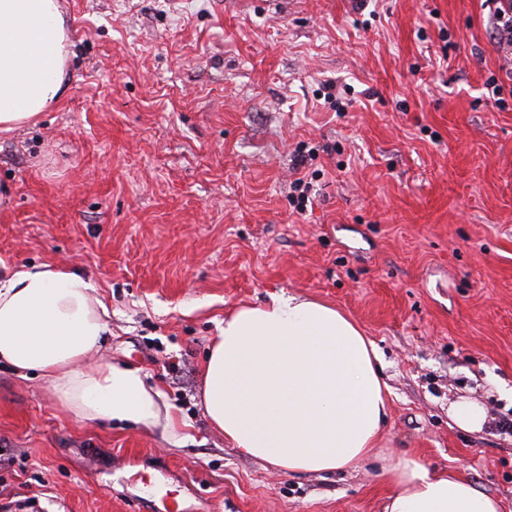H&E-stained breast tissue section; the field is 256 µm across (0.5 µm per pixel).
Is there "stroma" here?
<instances>
[{
  "mask_svg": "<svg viewBox=\"0 0 512 512\" xmlns=\"http://www.w3.org/2000/svg\"><path fill=\"white\" fill-rule=\"evenodd\" d=\"M59 104L0 132V273L83 275L108 310L89 362L138 370L171 430L88 422L0 364V506L28 512H383L388 465L470 481L512 512V97L483 0H63ZM335 102L324 99L325 92ZM313 207L293 214L292 159ZM332 304L376 345L382 438L354 469L293 475L207 420L224 315ZM179 364V373L166 363ZM469 398L489 418L461 429Z\"/></svg>",
  "mask_w": 512,
  "mask_h": 512,
  "instance_id": "1",
  "label": "stroma"
}]
</instances>
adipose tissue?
<instances>
[{
	"label": "adipose tissue",
	"instance_id": "obj_1",
	"mask_svg": "<svg viewBox=\"0 0 512 512\" xmlns=\"http://www.w3.org/2000/svg\"><path fill=\"white\" fill-rule=\"evenodd\" d=\"M73 57L60 0H0V131L56 106ZM81 275L46 264L0 276V361L40 373L83 420L169 428L158 391L123 364L87 365L106 331ZM379 355L340 310L295 295L241 306L207 353L200 401L235 448L285 473L332 472L370 455L388 414ZM385 512H500L496 498L407 459L385 470Z\"/></svg>",
	"mask_w": 512,
	"mask_h": 512
}]
</instances>
